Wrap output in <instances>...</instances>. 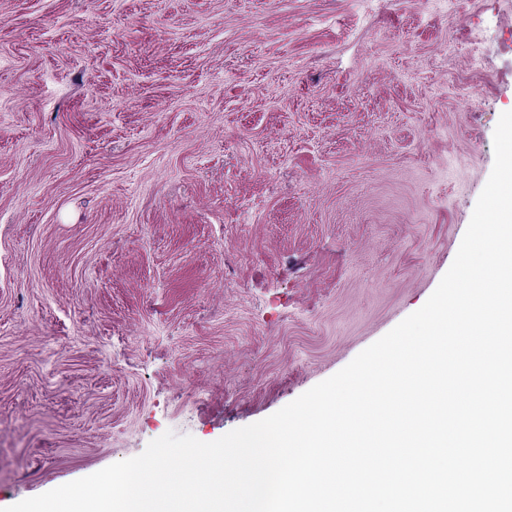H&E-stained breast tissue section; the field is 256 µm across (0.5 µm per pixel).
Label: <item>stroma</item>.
I'll return each instance as SVG.
<instances>
[{"label": "stroma", "instance_id": "stroma-1", "mask_svg": "<svg viewBox=\"0 0 512 512\" xmlns=\"http://www.w3.org/2000/svg\"><path fill=\"white\" fill-rule=\"evenodd\" d=\"M506 111L512 0H0V508L421 308Z\"/></svg>", "mask_w": 512, "mask_h": 512}]
</instances>
